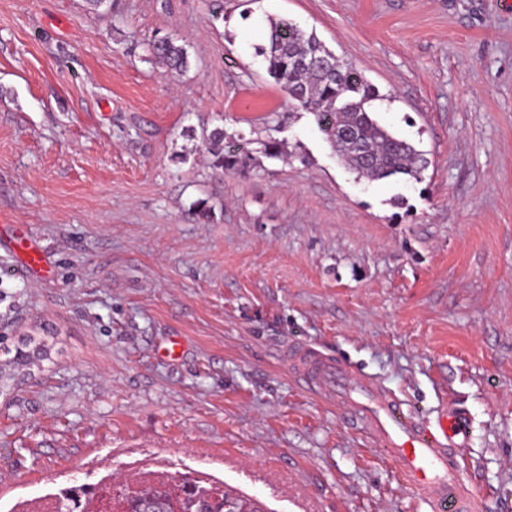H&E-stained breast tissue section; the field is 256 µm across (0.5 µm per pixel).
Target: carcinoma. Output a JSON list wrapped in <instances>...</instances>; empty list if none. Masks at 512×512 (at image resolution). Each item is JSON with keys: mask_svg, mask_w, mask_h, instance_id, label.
I'll list each match as a JSON object with an SVG mask.
<instances>
[{"mask_svg": "<svg viewBox=\"0 0 512 512\" xmlns=\"http://www.w3.org/2000/svg\"><path fill=\"white\" fill-rule=\"evenodd\" d=\"M268 24L267 44L258 50L268 75L295 109L314 115L318 129L341 162L369 181L397 175L420 180L426 167L423 154L372 115L371 106L379 92L362 71L343 63L315 32L305 31L292 20L270 18ZM149 53L155 63L170 71L188 68L184 44L157 40L150 44ZM224 138L222 128L208 135L213 167L221 174L243 171L251 153L243 146L224 150ZM112 488L125 492L127 512H267L260 500L225 485L203 484L190 471L171 481H123ZM83 495L89 492L80 486L60 492L54 512H77Z\"/></svg>", "mask_w": 512, "mask_h": 512, "instance_id": "obj_1", "label": "carcinoma"}]
</instances>
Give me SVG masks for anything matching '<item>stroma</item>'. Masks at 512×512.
Returning <instances> with one entry per match:
<instances>
[{
	"mask_svg": "<svg viewBox=\"0 0 512 512\" xmlns=\"http://www.w3.org/2000/svg\"><path fill=\"white\" fill-rule=\"evenodd\" d=\"M271 17L378 88L421 182L357 179L289 106L257 53ZM164 37L186 72L150 61ZM216 127L246 175L212 168ZM20 234L52 276L16 273ZM31 337L48 357L15 379ZM292 341L429 417L465 408V475L512 512V0H0V512L189 468L268 512H428L297 381Z\"/></svg>",
	"mask_w": 512,
	"mask_h": 512,
	"instance_id": "obj_1",
	"label": "stroma"
}]
</instances>
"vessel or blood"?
Here are the masks:
<instances>
[{
  "mask_svg": "<svg viewBox=\"0 0 512 512\" xmlns=\"http://www.w3.org/2000/svg\"><path fill=\"white\" fill-rule=\"evenodd\" d=\"M18 246L24 255L20 272L34 277L48 273L42 245L23 238ZM283 357L309 392L336 405L350 424L379 444L429 512H478V501L463 479L465 411L429 420L341 357L301 343L289 344Z\"/></svg>",
  "mask_w": 512,
  "mask_h": 512,
  "instance_id": "obj_1",
  "label": "vessel or blood"
}]
</instances>
